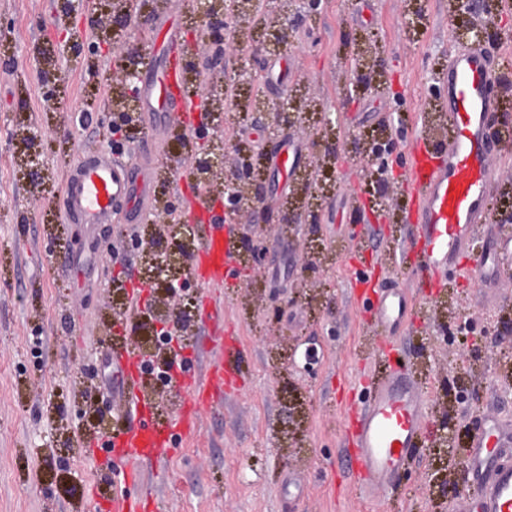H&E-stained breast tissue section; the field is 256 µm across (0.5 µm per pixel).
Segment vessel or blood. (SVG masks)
Listing matches in <instances>:
<instances>
[{"label": "vessel or blood", "instance_id": "b4317fda", "mask_svg": "<svg viewBox=\"0 0 512 512\" xmlns=\"http://www.w3.org/2000/svg\"><path fill=\"white\" fill-rule=\"evenodd\" d=\"M183 77L179 69H151L140 81L141 122L154 133L164 132L173 114L192 110L189 99L170 90ZM433 81L445 92L438 110L446 133L437 139L425 131L419 134L426 152L414 157L410 168L418 195L410 220L411 246L419 251L421 268L436 274L457 268L462 254L480 245L493 243L499 254L512 253V239L500 235L488 209L497 184L489 163L496 148L489 122L496 115L507 125L512 115L502 112L495 93L504 84L500 68L481 46L449 51L447 64L435 72ZM151 179V170L106 155L80 165L67 179L64 195L69 210L79 213L84 223L108 224L118 204L135 207L149 199ZM189 208L199 217V250L189 274L205 284L223 283L225 270L235 264L233 227L214 222L209 189L198 188ZM366 308L373 328L391 340L412 311L405 290L390 282L367 297ZM237 354L234 342L220 341L209 350L205 374L180 363L182 379L177 388L186 405L196 408L211 402L214 389L233 379L232 361ZM132 361L129 355L117 360L116 381L124 399L122 414L135 426L130 433L113 437L112 445L135 468L163 456L169 429L189 439L198 421L183 412L164 424L142 417L145 396L128 384ZM426 408V395L411 369L388 371L372 387L347 431L365 491L397 488L402 471L420 446ZM511 445L512 426L504 423L490 424L472 438L465 464L474 490L461 498L459 512H512V464L499 458L500 449Z\"/></svg>", "mask_w": 512, "mask_h": 512}]
</instances>
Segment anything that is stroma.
<instances>
[{
	"instance_id": "stroma-1",
	"label": "stroma",
	"mask_w": 512,
	"mask_h": 512,
	"mask_svg": "<svg viewBox=\"0 0 512 512\" xmlns=\"http://www.w3.org/2000/svg\"><path fill=\"white\" fill-rule=\"evenodd\" d=\"M61 0H0V512H109L114 488L156 496L163 512H454L455 500L439 488L448 474L441 422L455 439L470 437L498 420L512 423V334L501 332L512 314V271L497 277L494 299L480 293L484 265L469 277L438 274L418 286L421 272L407 248L405 210L416 190L391 186L388 202L395 232L357 221L355 197L339 187L341 175L365 182L356 166L324 168L319 238L341 252L317 276L326 306L291 303L266 307L269 294L292 293L308 245L305 227L263 226L257 277L242 287L247 246L237 243L236 270L226 284L204 290L189 284L162 309L127 316L126 295L144 288L149 300L164 296L150 286L148 259L135 248L154 213L141 224L117 216L86 224L67 215L64 184L77 166L112 151L102 123L125 87L113 77V58L100 53L72 59L47 35L67 18ZM486 51L512 73V0H500ZM89 43L106 40L116 0H73ZM454 12L452 0H321L315 20L293 31V45L261 67L270 98L309 100L305 129L289 137L259 125L229 123L226 143H246L263 153L276 203L289 201L292 181L313 166L307 130L342 100L343 61L354 46L384 55L389 77L362 93L336 125V137H382L400 124L401 172H408L418 122L439 96L431 75L447 61L454 28L480 22ZM38 130V143L27 141ZM297 152L280 166V143ZM181 146L174 132L160 142L143 138L130 159L150 160L152 197L172 194L167 162ZM41 172L33 174L29 154ZM490 164L498 187L494 215H512V142H500ZM188 195V186L177 190ZM384 255L383 274L414 298L415 317L403 340L383 345L368 331L351 277L356 252ZM120 262H112L111 253ZM224 311L221 333L241 348L238 378L220 398L202 407L192 441L173 437L140 481H124L125 464L106 446L119 419L118 392L108 368L126 348L151 356L163 347L162 319L188 314L178 356L204 362L213 328V304ZM408 360L428 390L429 416L422 445L396 491L365 496L360 490L344 428L385 368Z\"/></svg>"
}]
</instances>
